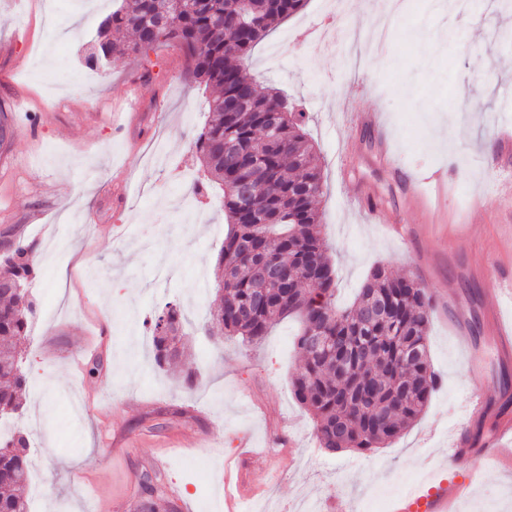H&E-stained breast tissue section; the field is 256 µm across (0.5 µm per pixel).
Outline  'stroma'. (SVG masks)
Segmentation results:
<instances>
[{"label":"stroma","mask_w":512,"mask_h":512,"mask_svg":"<svg viewBox=\"0 0 512 512\" xmlns=\"http://www.w3.org/2000/svg\"><path fill=\"white\" fill-rule=\"evenodd\" d=\"M435 2L409 0L405 18L386 24L380 0H307L245 65L308 115L337 303L351 304L375 266L395 275L432 266L428 339L440 384L398 438L361 454L320 448L294 397L297 319L256 347L209 321L227 223L219 188L186 193L204 177L193 142L209 114L204 87L184 79L183 51L161 46L90 72L77 52L112 0H0V108L13 118L0 147V258L18 242L43 249L28 283L37 314L22 347L26 404L14 420L42 476L40 512H84L90 493L105 512H136L155 473L176 512H217L244 442L256 452L248 468L259 496L292 504L388 512L392 487L408 493L453 472L457 429L474 422L471 389L499 400L500 370L512 368L494 342L498 293L484 274H512V164L491 147L497 127L512 125V43L499 38L512 29V0L452 12ZM421 169L447 174L437 209L408 198ZM368 185L371 211L354 204ZM397 217L401 235L389 229ZM449 282L452 303L441 292ZM168 302L184 314L186 355L161 371L145 322ZM462 334L483 354L481 371L466 367ZM190 370L200 378L188 390ZM161 453L169 466L159 472ZM271 454L286 467L276 485ZM455 510L512 512V467L487 463Z\"/></svg>","instance_id":"obj_1"}]
</instances>
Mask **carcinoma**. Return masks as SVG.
I'll use <instances>...</instances> for the list:
<instances>
[{
    "mask_svg": "<svg viewBox=\"0 0 512 512\" xmlns=\"http://www.w3.org/2000/svg\"><path fill=\"white\" fill-rule=\"evenodd\" d=\"M306 0H249L253 24L243 27L229 0H130L100 24V36L87 64H104L115 52L144 54L160 45L182 49L188 76L215 91L210 119L194 147L207 180L223 190L229 229L217 262L219 298L211 320L224 335L248 345L261 343L274 323L297 316L302 366L292 377L294 396L314 420L324 448L368 451L395 437L426 408L437 385L427 341L433 300L412 276L395 277L379 265L371 271L355 302L338 308L335 271L327 256L316 202L323 195L321 172L312 165L306 137L307 115L288 106V98L264 88L241 69L279 20L296 14ZM235 143L253 164L248 171L224 153ZM252 193L237 189L244 177ZM31 247L17 245L0 280L28 281ZM262 262L279 267L288 280L284 293L259 273ZM326 296L314 305L312 292ZM387 311L369 320L377 302ZM32 301L0 290V417L22 409L26 375L15 344L28 338ZM323 330L328 350L308 347V332ZM154 359L162 367L174 359L164 337L152 332ZM500 399L512 402V375L501 372ZM29 440L21 432L0 438V512H30L16 488L29 481ZM145 489L139 512H159L161 477Z\"/></svg>",
    "mask_w": 512,
    "mask_h": 512,
    "instance_id": "obj_1",
    "label": "carcinoma"
}]
</instances>
